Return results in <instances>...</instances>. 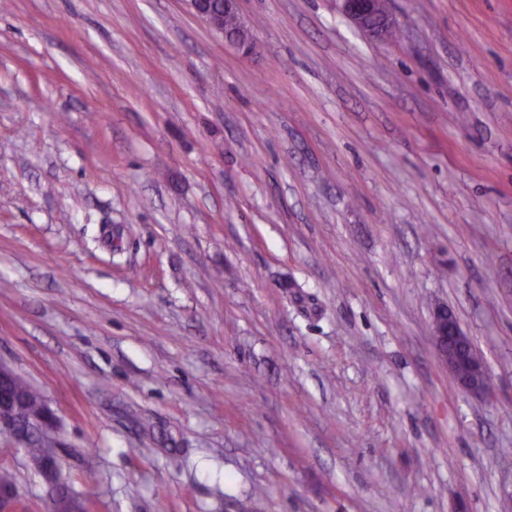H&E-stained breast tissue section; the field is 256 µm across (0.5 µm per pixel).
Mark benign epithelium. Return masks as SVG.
Masks as SVG:
<instances>
[{
  "label": "benign epithelium",
  "mask_w": 512,
  "mask_h": 512,
  "mask_svg": "<svg viewBox=\"0 0 512 512\" xmlns=\"http://www.w3.org/2000/svg\"><path fill=\"white\" fill-rule=\"evenodd\" d=\"M188 10L203 21L224 42L247 56L253 52L250 34L234 33L224 29V16L240 15L239 0H224L218 6H206V0H185ZM338 10L365 34L374 38L389 36L392 20L385 8V0H336ZM432 338L438 356L448 367V374L463 391L476 397L491 396L486 363L477 352L471 337L462 330L453 312L444 305L435 307L432 320ZM14 372L0 364V432L22 441L33 436L48 440L56 429L57 418L48 404L34 417L23 415L26 396L13 388ZM50 498L56 500L68 485L52 465L42 470Z\"/></svg>",
  "instance_id": "obj_1"
}]
</instances>
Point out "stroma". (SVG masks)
<instances>
[{
  "label": "stroma",
  "mask_w": 512,
  "mask_h": 512,
  "mask_svg": "<svg viewBox=\"0 0 512 512\" xmlns=\"http://www.w3.org/2000/svg\"><path fill=\"white\" fill-rule=\"evenodd\" d=\"M386 9L0 8V363L95 512H512V0ZM206 1L185 0L188 10L203 21L213 32L221 35L224 42L242 55H250L254 49L253 36L244 32L234 33L224 29V15L235 14L240 18L239 0H224L218 6L206 7ZM336 5L345 17L368 36H389L392 20L385 8V0H336ZM432 338L438 356L447 365L448 374L457 386L473 396L489 398L491 388L486 363L453 312L444 305L435 307Z\"/></svg>",
  "instance_id": "1"
}]
</instances>
